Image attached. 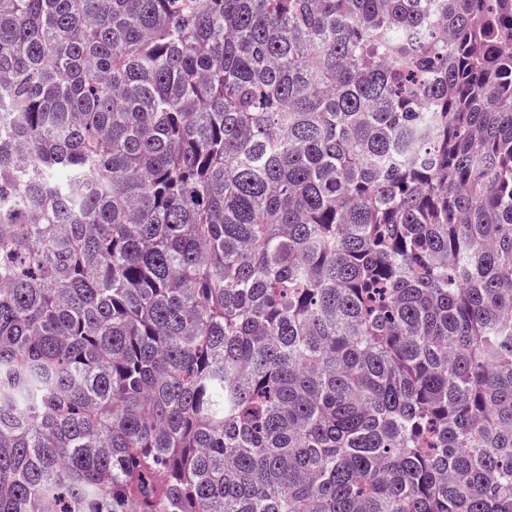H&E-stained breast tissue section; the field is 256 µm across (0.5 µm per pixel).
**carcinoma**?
I'll use <instances>...</instances> for the list:
<instances>
[{
    "instance_id": "carcinoma-1",
    "label": "carcinoma",
    "mask_w": 512,
    "mask_h": 512,
    "mask_svg": "<svg viewBox=\"0 0 512 512\" xmlns=\"http://www.w3.org/2000/svg\"><path fill=\"white\" fill-rule=\"evenodd\" d=\"M512 0H0V512H512Z\"/></svg>"
}]
</instances>
